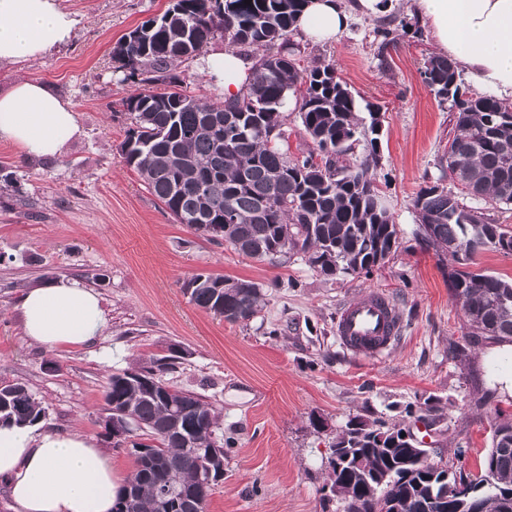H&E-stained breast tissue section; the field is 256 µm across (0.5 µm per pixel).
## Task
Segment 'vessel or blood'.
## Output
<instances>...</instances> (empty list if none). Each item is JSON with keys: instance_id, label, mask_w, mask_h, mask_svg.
<instances>
[{"instance_id": "1", "label": "vessel or blood", "mask_w": 512, "mask_h": 512, "mask_svg": "<svg viewBox=\"0 0 512 512\" xmlns=\"http://www.w3.org/2000/svg\"><path fill=\"white\" fill-rule=\"evenodd\" d=\"M400 325L399 314L389 297L371 291L341 307L336 338L352 352L378 354L395 340Z\"/></svg>"}]
</instances>
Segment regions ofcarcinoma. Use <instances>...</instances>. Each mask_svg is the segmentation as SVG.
Masks as SVG:
<instances>
[{
  "instance_id": "cac0c4a2",
  "label": "carcinoma",
  "mask_w": 512,
  "mask_h": 512,
  "mask_svg": "<svg viewBox=\"0 0 512 512\" xmlns=\"http://www.w3.org/2000/svg\"><path fill=\"white\" fill-rule=\"evenodd\" d=\"M308 0H175L161 17L145 21L137 40L121 39L115 59L143 90L131 94V118L122 144L125 163L146 189L180 223L234 252L258 261L302 255L323 277L369 274L378 260L398 248V230L376 185L379 164L377 119L368 132L356 112V98L335 64L300 65V43L291 39ZM251 61L250 74L232 101L195 95L176 69L216 38ZM424 80L435 96L450 93L456 134L448 142L452 162L442 176L465 184L476 201L512 205V103L492 95L469 96L446 57L424 61ZM299 96L295 111L316 150L289 153L288 95ZM366 154L357 163L343 157L359 136ZM414 207L417 236L448 264L453 298L475 340L512 343V280L458 269L480 251L512 252V233L489 222L484 208L467 206L446 187L419 190ZM466 243L467 252L452 250ZM190 301L229 322L252 319L261 309L258 285L198 274L183 283ZM175 357L152 360L111 376L108 417L127 433L142 432L132 444V477L115 512H156L159 486L176 483L173 512H200L224 479V446L216 441L219 415L198 395L176 390L164 375ZM46 409L21 383L0 386V420L35 425ZM402 427L383 421L348 422L334 447L356 448L359 466L337 471L330 462L324 487L344 503V512H374L380 499L397 501L401 512H434L432 496L447 495L443 512H512V421L492 425V446L480 472L431 478L422 464L406 463L408 449L385 453L377 439H391ZM210 473L211 482L200 479ZM474 492L459 496L457 481Z\"/></svg>"
}]
</instances>
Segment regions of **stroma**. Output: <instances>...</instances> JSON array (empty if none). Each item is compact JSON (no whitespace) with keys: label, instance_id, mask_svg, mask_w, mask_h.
<instances>
[{"label":"stroma","instance_id":"obj_1","mask_svg":"<svg viewBox=\"0 0 512 512\" xmlns=\"http://www.w3.org/2000/svg\"><path fill=\"white\" fill-rule=\"evenodd\" d=\"M62 3L80 20L72 41L0 67L1 86L21 76L51 84L82 130L49 160L0 142V384L24 383L43 402L38 430L90 436L130 475L129 446L114 447L103 426L109 379L175 347L183 355L166 382L220 416L224 479L205 512H343L322 487L332 441L356 416L401 424L452 470L477 472L492 421L512 418L502 381L512 344L468 339L438 257L415 236L414 198L440 177L455 134L448 105L421 75L435 47L429 31H416L417 16L394 0L378 17L352 16L336 42L304 45V63H335L359 117L379 109L376 184L399 230L397 251L371 275L327 279L301 257L260 262L175 222L125 163L124 101L135 86L117 72L113 49L173 0ZM197 274L256 283L261 310L232 323L196 307L182 285ZM58 279L98 295L107 323L92 344L48 351L25 337L22 295ZM372 288L389 295L402 330L384 352L355 354L338 342L336 318Z\"/></svg>","mask_w":512,"mask_h":512}]
</instances>
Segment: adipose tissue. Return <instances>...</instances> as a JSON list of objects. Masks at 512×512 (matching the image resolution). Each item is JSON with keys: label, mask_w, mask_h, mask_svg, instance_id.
Here are the masks:
<instances>
[{"label": "adipose tissue", "mask_w": 512, "mask_h": 512, "mask_svg": "<svg viewBox=\"0 0 512 512\" xmlns=\"http://www.w3.org/2000/svg\"><path fill=\"white\" fill-rule=\"evenodd\" d=\"M439 54L451 59L474 87L512 100V0H407ZM383 0H309L297 22L300 39L337 41L352 15L384 13ZM79 25L60 0H0V64L18 65L71 42ZM203 65L224 99L241 92L246 62L221 46ZM81 133L76 114L52 86L20 77L0 87V142L31 158L60 156ZM25 336L52 349L88 344L104 330L97 295L76 280L28 290L21 304ZM0 481L15 512H113L122 489L110 456L92 438L0 425Z\"/></svg>", "instance_id": "adipose-tissue-1"}]
</instances>
